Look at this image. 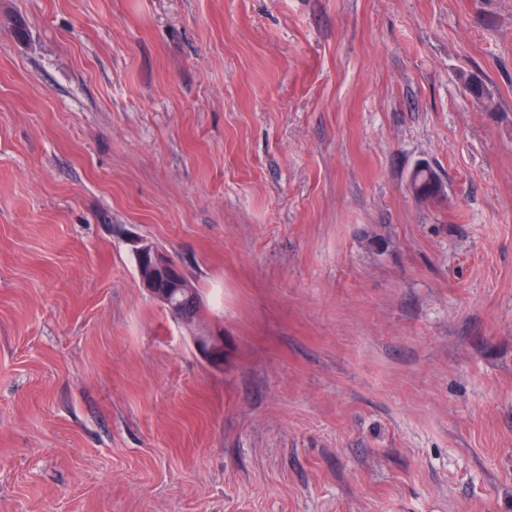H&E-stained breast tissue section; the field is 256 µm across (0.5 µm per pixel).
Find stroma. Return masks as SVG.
Here are the masks:
<instances>
[{"label":"stroma","instance_id":"1","mask_svg":"<svg viewBox=\"0 0 512 512\" xmlns=\"http://www.w3.org/2000/svg\"><path fill=\"white\" fill-rule=\"evenodd\" d=\"M0 512H512V0H0ZM437 177L436 171L430 166L416 167L410 174L409 177V188L417 194H419L423 200H435L438 198L436 189L430 190V187L435 185ZM130 245L136 246L145 256V262L138 267L140 281L144 288L155 298L163 300V295L157 288V276L159 272L175 276L180 272V266L162 250L157 249L152 243L135 238L130 240ZM196 349L201 357L211 366L224 365V336L211 331H202L194 336Z\"/></svg>","mask_w":512,"mask_h":512}]
</instances>
